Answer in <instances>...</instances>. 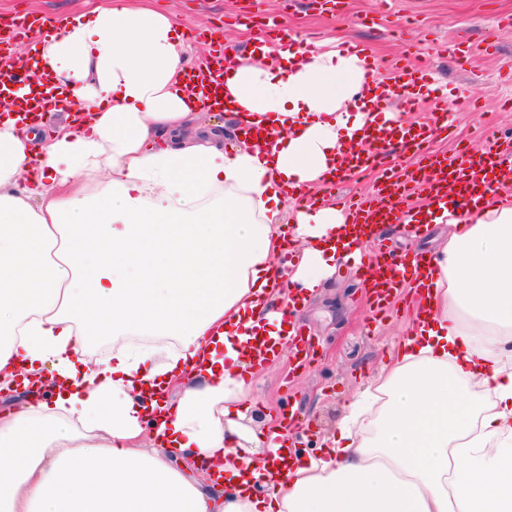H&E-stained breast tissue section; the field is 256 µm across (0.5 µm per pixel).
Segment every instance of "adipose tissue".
<instances>
[{
  "instance_id": "ef3b65f1",
  "label": "adipose tissue",
  "mask_w": 512,
  "mask_h": 512,
  "mask_svg": "<svg viewBox=\"0 0 512 512\" xmlns=\"http://www.w3.org/2000/svg\"><path fill=\"white\" fill-rule=\"evenodd\" d=\"M185 43L175 16L111 0L30 59L74 104L64 132L38 144L0 111V389L53 391L0 413V512H512L508 200L450 218L429 315L324 454L256 491L284 423L246 428L261 364L243 344L283 335L277 283L312 295L349 258L342 211L287 223L288 191L360 142L366 60L236 55L227 109L274 137L228 153L221 128L184 135L204 110Z\"/></svg>"
}]
</instances>
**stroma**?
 <instances>
[{"instance_id":"35a3bbf8","label":"stroma","mask_w":512,"mask_h":512,"mask_svg":"<svg viewBox=\"0 0 512 512\" xmlns=\"http://www.w3.org/2000/svg\"><path fill=\"white\" fill-rule=\"evenodd\" d=\"M104 0H0V21L25 13L68 17ZM133 7L169 12L190 32L218 28L225 39L247 52L254 30L239 29L236 17L244 12L273 17L303 41L351 42L364 48L375 63L397 55L427 62L447 87L446 107L458 96L476 98L475 111L462 113L447 138L431 142L433 151L455 157L459 145L479 149L477 126L512 138V28L500 25L512 16V0H346L342 14H334L328 0H126ZM470 48L468 62H459L449 45ZM448 224H431L421 238L407 237L388 226L368 239L367 257L385 251L399 257L433 252L450 233ZM417 299L409 288L395 294L386 312L373 314L372 296L348 263L294 314L293 322L312 336L315 347L298 361L292 345L278 358L265 362L256 377L259 407L273 416H290L286 435L303 456L320 455L348 406L372 384L380 369L392 362L414 320Z\"/></svg>"}]
</instances>
